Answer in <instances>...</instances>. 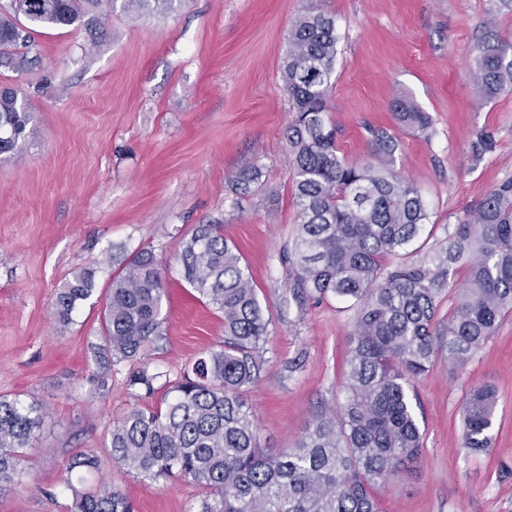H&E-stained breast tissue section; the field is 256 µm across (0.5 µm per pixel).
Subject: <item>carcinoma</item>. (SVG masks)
<instances>
[{
  "instance_id": "obj_1",
  "label": "carcinoma",
  "mask_w": 512,
  "mask_h": 512,
  "mask_svg": "<svg viewBox=\"0 0 512 512\" xmlns=\"http://www.w3.org/2000/svg\"><path fill=\"white\" fill-rule=\"evenodd\" d=\"M114 2H0V63L18 69L35 63L37 28L102 29ZM337 41L335 18L310 4L289 32L282 80L294 112L287 142L297 213L295 297L303 303L334 295L357 307L348 396L339 414H320L294 448L261 447L245 392L259 377L269 319L223 225H197L176 262L199 298L224 314V343L169 385L165 408H133L110 432L112 461L127 472L155 481L181 475L203 487L196 512H379L374 488L413 470L423 451L410 381L434 365L438 344L464 363L512 313V179L448 233L447 245L419 255L415 243L430 213L416 185L393 170L395 137L373 132L376 162L353 165L338 155L327 128ZM471 73L485 100L512 92V41L488 33ZM392 110L407 129L425 132L432 125L429 113L406 99L394 100ZM31 122L28 100L12 87L0 89V156L23 149ZM460 266L468 278L459 289L454 274ZM95 290L94 270L76 272L57 292L55 321L73 323ZM451 292L455 304L439 334L436 315ZM165 294V265L150 249L112 278L91 344L98 387L108 386L112 367L145 360L148 346L164 335ZM162 377L144 366L129 374L127 386L149 393ZM496 407L491 384L470 388L460 436L466 452L491 447ZM45 415L39 404L0 397V487L19 478ZM67 486L70 512H134L128 497L110 486Z\"/></svg>"
}]
</instances>
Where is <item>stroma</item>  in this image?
<instances>
[{"instance_id":"1","label":"stroma","mask_w":512,"mask_h":512,"mask_svg":"<svg viewBox=\"0 0 512 512\" xmlns=\"http://www.w3.org/2000/svg\"><path fill=\"white\" fill-rule=\"evenodd\" d=\"M309 0H173L147 14L116 0L107 35L66 27L36 35L29 69L0 67V87L33 108L24 149L0 160V396L45 405L49 415L0 489V512H67V483L120 489L136 512H196L203 490L184 477L152 481L112 461L114 421L160 408L165 389L131 390V364L106 390L92 380L90 343L112 277L144 248L170 258L199 224H220L251 274L270 318L261 370L246 399L265 448L294 447L322 412L346 399L355 309L328 297L297 302L288 258L296 210L285 130L292 118L282 68L288 31ZM336 19L328 121L340 156L371 161L373 131L399 142L395 171L421 191L434 225L430 246L512 177V92L479 97L470 77L488 28L512 39V7L495 0H323ZM406 98L433 120L424 134L397 124ZM493 151H482L480 134ZM258 181L236 196L235 177ZM96 271V294L68 327L52 304L73 273ZM162 339L150 369L179 377L224 340V316L197 298L177 267L167 274ZM498 390L492 444L460 447L466 391ZM421 407L422 456L414 472L377 490L381 512H512V315L464 367L440 351L409 386ZM96 470L69 471L77 454Z\"/></svg>"}]
</instances>
